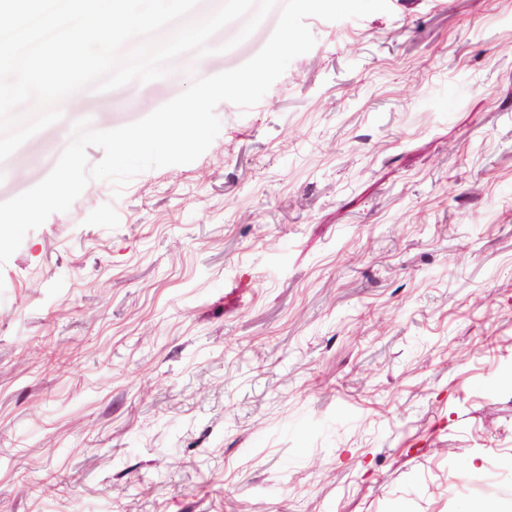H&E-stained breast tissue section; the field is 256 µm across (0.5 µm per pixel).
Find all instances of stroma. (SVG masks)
<instances>
[{
	"mask_svg": "<svg viewBox=\"0 0 512 512\" xmlns=\"http://www.w3.org/2000/svg\"><path fill=\"white\" fill-rule=\"evenodd\" d=\"M83 90L149 115L267 43ZM308 18L314 47L197 160L90 181L0 267V512L512 506V0Z\"/></svg>",
	"mask_w": 512,
	"mask_h": 512,
	"instance_id": "1",
	"label": "stroma"
}]
</instances>
